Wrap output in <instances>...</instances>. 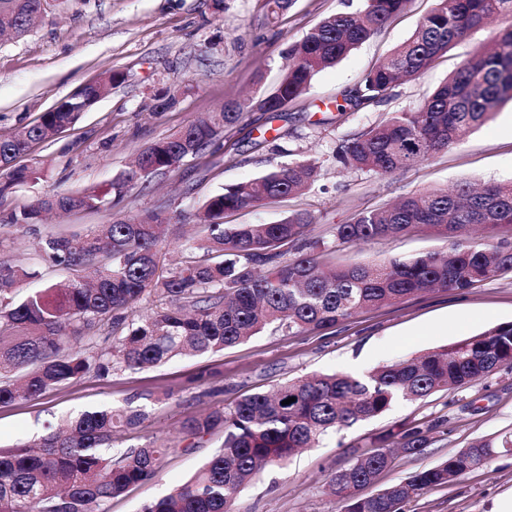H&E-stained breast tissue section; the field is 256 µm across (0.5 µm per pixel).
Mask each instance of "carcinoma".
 Wrapping results in <instances>:
<instances>
[{"label": "carcinoma", "instance_id": "cac0c4a2", "mask_svg": "<svg viewBox=\"0 0 512 512\" xmlns=\"http://www.w3.org/2000/svg\"><path fill=\"white\" fill-rule=\"evenodd\" d=\"M53 0H0V22L9 19L16 39L46 15ZM292 0H266L267 20H279ZM408 0H363L355 14L323 18L285 51L290 60L277 87L228 104L183 126L137 156L112 182L114 199L97 188L39 195L22 207L0 210V223L33 224L51 211H98L121 201L127 189L152 175L180 170L255 111L277 113L307 89L322 70L336 65L381 30ZM512 18V0H439L411 36L343 96L337 111L380 103L402 80L415 79L486 20ZM121 81L110 71L79 94L57 103L37 123L0 139V198L19 184H36L45 167L16 164L33 145L75 127L84 112ZM512 101V25L461 61L457 71L413 108L392 112L336 147V160L383 175L399 172L447 149L488 122ZM322 164L306 158L276 165L224 187L202 206L204 236L186 245L180 264H161L163 209L118 216L80 235L51 237L40 247L45 260L71 271L17 300L14 289L38 276L31 266L0 254V404L43 396L87 376L143 369L186 355L221 352L272 327L292 334L320 332L359 310L395 304L433 291L465 293L512 274V242L469 234L474 225L512 229V183L452 191L430 189L356 213L333 228L334 242L367 243L428 229L448 241L444 250L376 263L338 265L326 259L317 217L288 214L270 224H226L224 214L248 210L309 190ZM161 305L133 316L144 300ZM112 328V345L99 332ZM501 370L512 371V322L461 341L379 366L363 377L323 373L289 379L271 393H254L231 406L190 417L182 432L201 439L224 434L214 453L184 484L140 512H234L241 490L259 471L278 464L322 436L378 417L399 400L424 399L464 388ZM290 404H282L288 398ZM146 414L122 408L85 411L30 444L0 448V512H108L112 498L153 479L168 449L146 445L112 454L115 432L143 425ZM429 430L413 422L395 436L377 439L416 455ZM501 453H512V435L480 439L439 464L365 496L359 490L389 467L393 457L363 453L329 479L343 512H402L407 501L455 482Z\"/></svg>", "mask_w": 512, "mask_h": 512}]
</instances>
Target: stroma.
Here are the masks:
<instances>
[{"mask_svg":"<svg viewBox=\"0 0 512 512\" xmlns=\"http://www.w3.org/2000/svg\"><path fill=\"white\" fill-rule=\"evenodd\" d=\"M361 0H294L275 26L264 21L263 0H224L213 13L210 0H64L22 39L0 38V138L35 123L42 112L84 84L116 70L123 82L86 112L73 129L34 148L46 162L38 184L14 187L10 206L53 190L95 187L111 191L134 155L203 113L252 91L269 92L282 75V54L324 17L356 11ZM437 0H411L379 33L335 67L321 71L307 92L280 113H252L231 142L180 171L156 174L129 188L116 210L72 212L38 224L0 228V251L33 265L38 279L15 290L16 298L69 277L43 260L40 238L85 232L110 223L115 213L139 215L164 208L173 228L164 264L180 257L190 236L200 234L193 214L207 196L267 168L303 158L322 162L316 187L300 197L226 214L228 224L271 223L296 210L320 222L316 235L360 210L377 208L409 193L452 188L465 182L512 181V103L429 160L383 176L344 167L333 152L340 140L378 123L387 113L417 105L450 77L468 54L487 43L498 22L476 30L420 77L396 86L383 102L340 113L345 89L405 41ZM174 91L177 104L151 111L152 98ZM442 238L422 231L389 240L337 247L342 264L378 262L443 249ZM512 322V277L483 283L469 292L436 291L358 313L334 328L305 334L265 330L216 354L185 356L144 370L88 377L28 401L0 404V446L27 442L47 425L84 410L129 407L144 410L143 426L120 434L119 447L167 446L153 480L112 499L109 512H139L184 482L219 449L221 435L191 444L181 432L192 416L266 392L290 378L344 372L356 377L374 367L442 347L490 326ZM153 401H145V394ZM424 422L436 429L422 454L399 455L371 486L379 491L466 448L472 441L512 433V371L503 370L458 391H441L416 402H397L387 413L325 436L318 447L261 472L245 487L235 512H341L326 490L331 475L354 454L369 449L375 435L401 424ZM512 496V454L467 473L459 481L406 503L404 512H492Z\"/></svg>","mask_w":512,"mask_h":512,"instance_id":"35a3bbf8","label":"stroma"}]
</instances>
